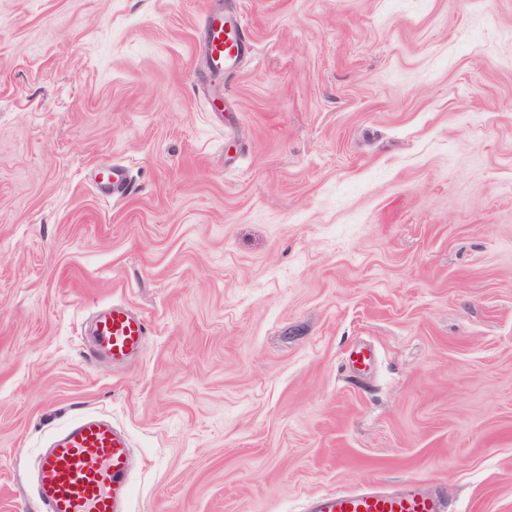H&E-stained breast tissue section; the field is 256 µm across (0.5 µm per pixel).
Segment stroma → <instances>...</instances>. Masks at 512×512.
Listing matches in <instances>:
<instances>
[{"mask_svg": "<svg viewBox=\"0 0 512 512\" xmlns=\"http://www.w3.org/2000/svg\"><path fill=\"white\" fill-rule=\"evenodd\" d=\"M217 5L252 50L210 96ZM93 412L129 512H512V0H0V512ZM97 190L106 196H119L124 194L128 187V173L124 166L112 165L100 172L96 177ZM94 333L97 346L90 357L103 356L119 365L144 348L149 330L143 313L125 304L112 303L97 313ZM307 512H444L440 494L416 489L388 491L366 488L352 492H324L309 497Z\"/></svg>", "mask_w": 512, "mask_h": 512, "instance_id": "obj_1", "label": "stroma"}]
</instances>
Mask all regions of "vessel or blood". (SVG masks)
Masks as SVG:
<instances>
[{
  "instance_id": "vessel-or-blood-1",
  "label": "vessel or blood",
  "mask_w": 512,
  "mask_h": 512,
  "mask_svg": "<svg viewBox=\"0 0 512 512\" xmlns=\"http://www.w3.org/2000/svg\"><path fill=\"white\" fill-rule=\"evenodd\" d=\"M203 25L212 70H223L245 54L249 41L238 15L210 11ZM95 184L103 195H122L129 187L127 170L102 169ZM94 333L95 356L119 365L143 349L149 330L143 313L115 303L97 313ZM130 456L127 436L109 421L79 418L40 460L41 512H127ZM306 512H445V504L437 493L366 488L312 495Z\"/></svg>"
}]
</instances>
